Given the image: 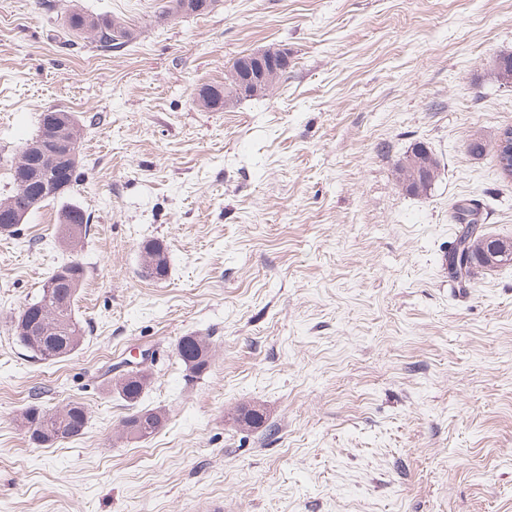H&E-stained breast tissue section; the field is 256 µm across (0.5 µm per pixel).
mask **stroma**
Wrapping results in <instances>:
<instances>
[{
	"label": "stroma",
	"mask_w": 512,
	"mask_h": 512,
	"mask_svg": "<svg viewBox=\"0 0 512 512\" xmlns=\"http://www.w3.org/2000/svg\"><path fill=\"white\" fill-rule=\"evenodd\" d=\"M0 0V198L49 109L83 123L82 179L0 234V512H512V265L458 288L443 255L476 202L512 240V177L473 133L512 127V0ZM119 16L104 52L57 37L67 11ZM288 51L264 96L194 97L236 59ZM440 161L408 194L394 167ZM91 215L75 313L85 340L48 361L10 322L66 259L57 217ZM168 275L142 277L141 244ZM213 342L193 378L183 336ZM152 357L139 405L163 427L129 440L111 365ZM82 403V436L32 444L18 421ZM266 425L247 429L241 409ZM411 155L420 160L427 161L435 169L436 174L433 183H429L426 186H417L416 179L414 177V170L409 164ZM439 163L435 155L428 150L423 143L414 144L410 152H407L402 159L398 160L395 164V173L397 175L398 182L402 185L405 191L413 194H427L431 190L435 183L438 175Z\"/></svg>",
	"instance_id": "1"
}]
</instances>
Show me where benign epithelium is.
I'll list each match as a JSON object with an SVG mask.
<instances>
[{
    "label": "benign epithelium",
    "instance_id": "obj_1",
    "mask_svg": "<svg viewBox=\"0 0 512 512\" xmlns=\"http://www.w3.org/2000/svg\"><path fill=\"white\" fill-rule=\"evenodd\" d=\"M288 62L286 49H260L240 57L229 81L224 85H209L201 92L200 102L208 110H217L227 101V86H233L239 98L251 97L269 89L268 74L277 64ZM72 125L69 116L57 114L55 122L36 140L33 149L49 164V170H33L29 158L16 160L18 183L21 192L14 198L0 201V231H14L21 223L20 216L28 214L46 198L56 195L74 158L72 151ZM36 191H27L29 185Z\"/></svg>",
    "mask_w": 512,
    "mask_h": 512
}]
</instances>
